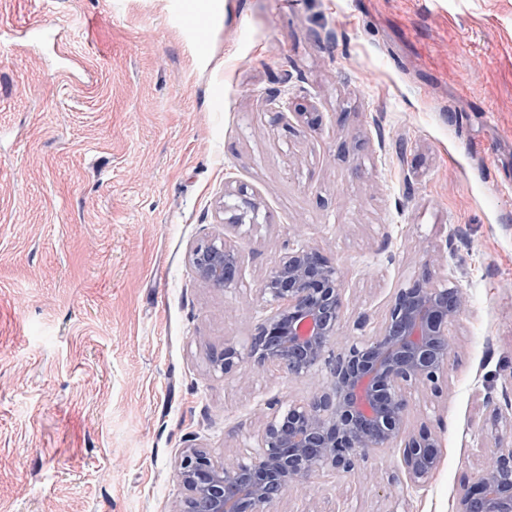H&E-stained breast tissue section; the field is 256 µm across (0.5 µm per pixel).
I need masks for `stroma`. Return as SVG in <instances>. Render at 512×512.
Wrapping results in <instances>:
<instances>
[{"label": "stroma", "instance_id": "stroma-1", "mask_svg": "<svg viewBox=\"0 0 512 512\" xmlns=\"http://www.w3.org/2000/svg\"><path fill=\"white\" fill-rule=\"evenodd\" d=\"M259 200L242 281L191 247L225 190ZM302 235L336 263L340 351L422 272L467 307L411 428L267 512H454L512 403V0H0V512H173L174 460L255 452L310 380L210 357L245 345Z\"/></svg>", "mask_w": 512, "mask_h": 512}]
</instances>
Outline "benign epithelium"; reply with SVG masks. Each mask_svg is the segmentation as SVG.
Masks as SVG:
<instances>
[{
  "instance_id": "1",
  "label": "benign epithelium",
  "mask_w": 512,
  "mask_h": 512,
  "mask_svg": "<svg viewBox=\"0 0 512 512\" xmlns=\"http://www.w3.org/2000/svg\"><path fill=\"white\" fill-rule=\"evenodd\" d=\"M261 203L222 202L224 236L198 244L190 262L206 288L226 292L242 277V254L232 242ZM259 294L270 313L244 347L229 343L210 360L211 372L233 375L248 365L275 367L290 379L324 371L304 402L270 403L259 449L219 460L207 449L182 450L175 470L183 497L174 512H264V506L308 480L319 468L349 472L357 461L396 449L409 484L425 486L440 463L437 432L409 428L412 393L439 390L452 349L448 325L466 307L456 287L424 274L394 289L387 314L369 336H356L336 356L328 348L347 307L342 272L319 248L288 247L266 271ZM512 512V448L495 444L477 478L465 485L455 512Z\"/></svg>"
}]
</instances>
